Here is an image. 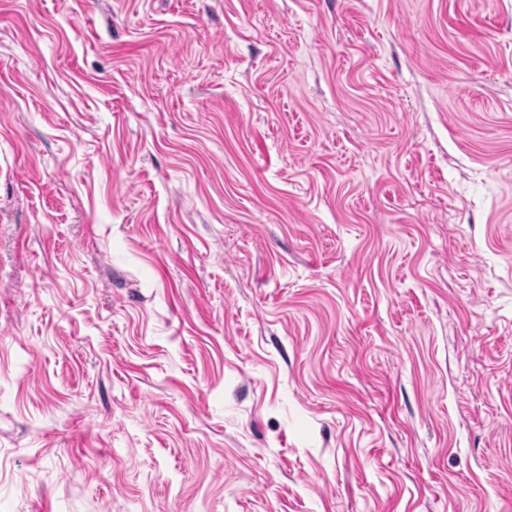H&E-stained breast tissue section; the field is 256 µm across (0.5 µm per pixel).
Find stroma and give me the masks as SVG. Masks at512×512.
<instances>
[{
  "instance_id": "35a3bbf8",
  "label": "stroma",
  "mask_w": 512,
  "mask_h": 512,
  "mask_svg": "<svg viewBox=\"0 0 512 512\" xmlns=\"http://www.w3.org/2000/svg\"><path fill=\"white\" fill-rule=\"evenodd\" d=\"M0 512H512V0H0Z\"/></svg>"
}]
</instances>
